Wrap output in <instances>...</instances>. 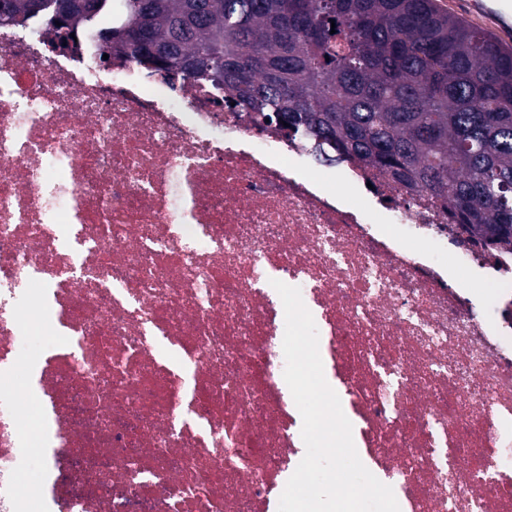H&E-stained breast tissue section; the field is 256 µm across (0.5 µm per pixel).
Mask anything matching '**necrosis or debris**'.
I'll return each instance as SVG.
<instances>
[{"label":"necrosis or debris","instance_id":"1","mask_svg":"<svg viewBox=\"0 0 512 512\" xmlns=\"http://www.w3.org/2000/svg\"><path fill=\"white\" fill-rule=\"evenodd\" d=\"M223 98L0 25V512H278L305 445L277 280L405 512H512V254L370 165L336 190Z\"/></svg>","mask_w":512,"mask_h":512}]
</instances>
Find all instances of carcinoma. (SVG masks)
Wrapping results in <instances>:
<instances>
[{
	"label": "carcinoma",
	"instance_id": "1",
	"mask_svg": "<svg viewBox=\"0 0 512 512\" xmlns=\"http://www.w3.org/2000/svg\"><path fill=\"white\" fill-rule=\"evenodd\" d=\"M0 0L98 57L224 88L312 151L365 162L512 252V51L436 0ZM119 20L109 28L100 17Z\"/></svg>",
	"mask_w": 512,
	"mask_h": 512
}]
</instances>
